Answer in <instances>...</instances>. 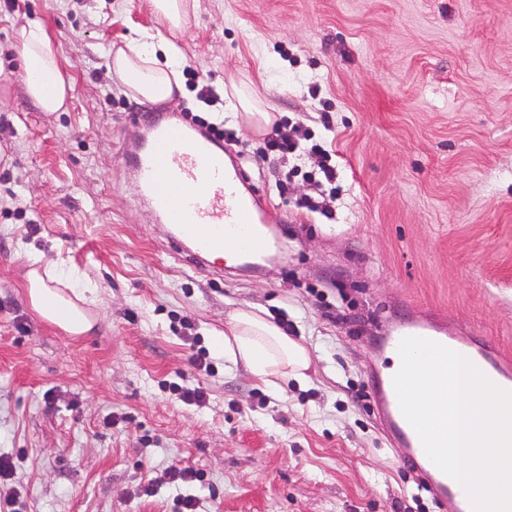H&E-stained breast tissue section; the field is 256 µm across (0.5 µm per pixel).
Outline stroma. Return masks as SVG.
Returning <instances> with one entry per match:
<instances>
[{"label": "stroma", "mask_w": 512, "mask_h": 512, "mask_svg": "<svg viewBox=\"0 0 512 512\" xmlns=\"http://www.w3.org/2000/svg\"><path fill=\"white\" fill-rule=\"evenodd\" d=\"M33 20L72 80L65 111L25 92L14 44ZM145 31L181 47L213 105L185 86L157 104L116 87L109 51ZM234 80L333 151L324 212L291 204L311 192V156L288 159L287 197L271 191ZM187 107L223 120L282 221L257 267L179 259L126 171L145 114L178 123ZM0 146V455L17 460L23 512H173L165 469L179 462L203 472L189 492L206 512H442L368 395L383 337L413 307L512 356V0H193L179 31L150 0H0ZM28 250L94 283V330L32 307ZM240 308L308 348L307 380L275 392L225 362L217 342ZM200 349L210 370L190 363Z\"/></svg>", "instance_id": "obj_1"}]
</instances>
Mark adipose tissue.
<instances>
[{
  "label": "adipose tissue",
  "mask_w": 512,
  "mask_h": 512,
  "mask_svg": "<svg viewBox=\"0 0 512 512\" xmlns=\"http://www.w3.org/2000/svg\"><path fill=\"white\" fill-rule=\"evenodd\" d=\"M17 53L29 97L41 111H64L71 80L61 70L41 23L32 22L20 30ZM183 63L182 51L175 43L160 42L145 33L111 52L108 70L116 82L142 100L159 103L171 99ZM26 260L28 296L34 309L70 334L90 331L94 321L79 305L90 289L89 284L69 269L55 267L54 279L72 291L71 296H64L46 285L40 272V255L27 253ZM219 347L225 361L245 366L273 388L291 378L305 379L311 365L310 353L302 343L247 309L231 315Z\"/></svg>",
  "instance_id": "adipose-tissue-1"
}]
</instances>
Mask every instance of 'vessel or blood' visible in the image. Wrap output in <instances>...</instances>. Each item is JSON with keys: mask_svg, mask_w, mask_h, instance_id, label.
<instances>
[{"mask_svg": "<svg viewBox=\"0 0 512 512\" xmlns=\"http://www.w3.org/2000/svg\"><path fill=\"white\" fill-rule=\"evenodd\" d=\"M129 166L140 195L157 221L170 225L167 243L195 267L211 270L224 250L256 256L268 243L259 229L266 211L242 191L244 173L238 162H226L221 142L196 130L154 120L145 137L130 146ZM434 318L417 313L411 336L434 340L470 360L498 387L512 391V360L495 346L433 331ZM374 400L399 459L422 476L447 512H470L464 488L426 455L405 419L389 377L380 378Z\"/></svg>", "mask_w": 512, "mask_h": 512, "instance_id": "obj_1", "label": "vessel or blood"}]
</instances>
